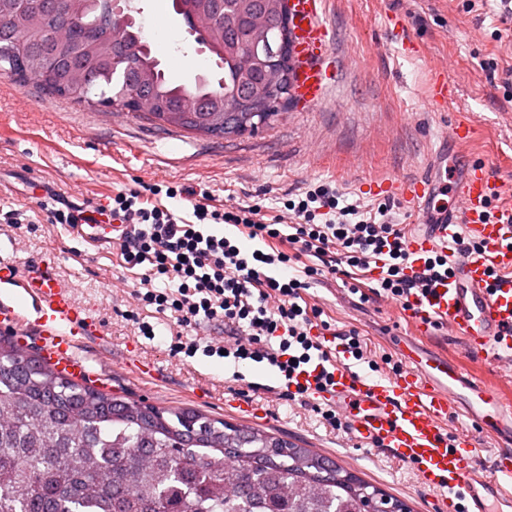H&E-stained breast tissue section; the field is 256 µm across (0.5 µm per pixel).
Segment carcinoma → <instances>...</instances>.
<instances>
[{"instance_id":"cac0c4a2","label":"carcinoma","mask_w":512,"mask_h":512,"mask_svg":"<svg viewBox=\"0 0 512 512\" xmlns=\"http://www.w3.org/2000/svg\"><path fill=\"white\" fill-rule=\"evenodd\" d=\"M31 14L92 56L72 59L33 38L25 21L0 0V47L7 77L36 78L53 96L69 98L66 81L82 84L79 104L120 97L130 82L153 92L147 119L156 125L224 135V99L239 91L217 32L201 36L224 77L199 76L193 86L165 75L142 25L125 0L129 22L109 19L111 0H85L82 11L31 0ZM270 35L282 37L288 18L268 12ZM142 46L134 65L113 64L130 43ZM53 52L54 70L38 65ZM99 89L100 97L91 98ZM384 492L349 475L332 459L274 432L212 418L194 409L148 405L77 383L44 359L0 336V512H361V498Z\"/></svg>"}]
</instances>
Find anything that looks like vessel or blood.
<instances>
[{"label": "vessel or blood", "mask_w": 512, "mask_h": 512, "mask_svg": "<svg viewBox=\"0 0 512 512\" xmlns=\"http://www.w3.org/2000/svg\"><path fill=\"white\" fill-rule=\"evenodd\" d=\"M325 4L288 0L295 93L310 106L324 102L337 73ZM385 188L400 190L422 217L424 231L406 243L413 256L447 245L462 216L485 251L459 257L447 278L414 299L407 312L414 333L402 337V367L387 378L356 371L334 337H321L323 350L337 357L336 370L332 385L311 395L316 404L341 410L352 446H375L412 464L419 484L434 491L437 512H512V395L495 391L466 367L475 361L512 373V225L478 222L494 189L482 166L452 186L430 177ZM55 266L52 253L28 269L0 257V331L33 329L49 358L76 369L77 350L102 341L104 329L92 310L73 301ZM442 330L459 340L465 363L425 350L424 339ZM461 416L471 432L447 438L449 421ZM481 434L496 439L488 469L477 442Z\"/></svg>", "instance_id": "vessel-or-blood-1"}]
</instances>
